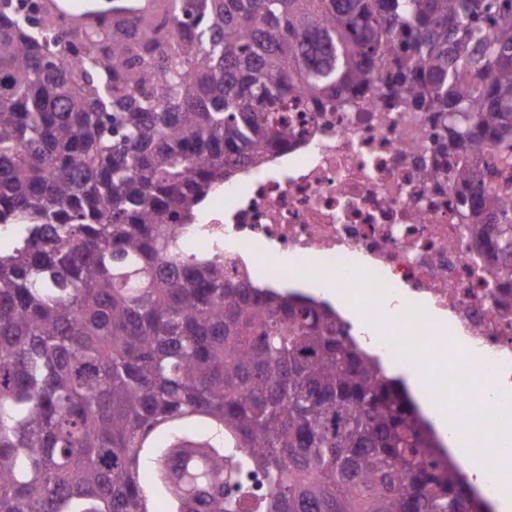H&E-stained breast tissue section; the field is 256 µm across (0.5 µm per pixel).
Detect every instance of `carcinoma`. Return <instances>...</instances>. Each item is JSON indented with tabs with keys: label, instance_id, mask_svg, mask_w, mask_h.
<instances>
[{
	"label": "carcinoma",
	"instance_id": "1",
	"mask_svg": "<svg viewBox=\"0 0 512 512\" xmlns=\"http://www.w3.org/2000/svg\"><path fill=\"white\" fill-rule=\"evenodd\" d=\"M17 2L0 0V225L26 228L0 239V512H147V448L173 512H489L334 309L224 278L180 230L288 147L290 96L418 88L438 147L512 140V0H169L63 45ZM490 177L453 173L509 273L512 198ZM258 474L265 497L224 493Z\"/></svg>",
	"mask_w": 512,
	"mask_h": 512
}]
</instances>
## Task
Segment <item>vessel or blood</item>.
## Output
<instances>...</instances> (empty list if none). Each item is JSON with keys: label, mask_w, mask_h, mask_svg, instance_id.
I'll return each mask as SVG.
<instances>
[{"label": "vessel or blood", "mask_w": 512, "mask_h": 512, "mask_svg": "<svg viewBox=\"0 0 512 512\" xmlns=\"http://www.w3.org/2000/svg\"><path fill=\"white\" fill-rule=\"evenodd\" d=\"M37 5L41 16L81 37L145 23L165 8L164 0H37Z\"/></svg>", "instance_id": "b4317fda"}]
</instances>
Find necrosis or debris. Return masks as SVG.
Returning <instances> with one entry per match:
<instances>
[{
  "label": "necrosis or debris",
  "mask_w": 512,
  "mask_h": 512,
  "mask_svg": "<svg viewBox=\"0 0 512 512\" xmlns=\"http://www.w3.org/2000/svg\"><path fill=\"white\" fill-rule=\"evenodd\" d=\"M285 116L287 149L214 186L185 250L262 288H304L339 264L369 271L402 296L403 335L426 331L437 360L456 340L488 389L512 392V277L494 273L461 217L452 173L467 154L437 151L431 113L374 88ZM258 246L269 265L256 263ZM342 323L388 368L413 371L392 342Z\"/></svg>",
  "instance_id": "obj_1"
}]
</instances>
